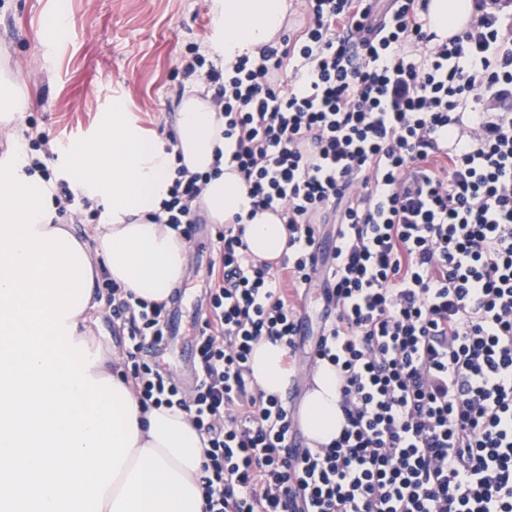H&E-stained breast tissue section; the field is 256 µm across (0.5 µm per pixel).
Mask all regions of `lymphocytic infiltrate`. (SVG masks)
Returning <instances> with one entry per match:
<instances>
[{"label": "lymphocytic infiltrate", "mask_w": 512, "mask_h": 512, "mask_svg": "<svg viewBox=\"0 0 512 512\" xmlns=\"http://www.w3.org/2000/svg\"><path fill=\"white\" fill-rule=\"evenodd\" d=\"M471 5L441 41L424 0H304L300 30L259 57L226 67L195 45L183 61L287 250L259 261L243 227L217 232L188 395L141 357L164 340L166 305L105 271L96 288L130 340L126 383L202 438L205 512H512V0ZM27 147L60 216L90 208L53 182L48 138ZM202 181L178 167L152 223L190 235ZM320 278L336 313L313 359L338 370L345 424L297 456L293 412L255 386L250 359L267 338L295 369L296 299Z\"/></svg>", "instance_id": "1"}]
</instances>
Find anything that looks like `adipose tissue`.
Instances as JSON below:
<instances>
[{"label": "adipose tissue", "mask_w": 512, "mask_h": 512, "mask_svg": "<svg viewBox=\"0 0 512 512\" xmlns=\"http://www.w3.org/2000/svg\"><path fill=\"white\" fill-rule=\"evenodd\" d=\"M288 0H213L215 27L208 55L232 62L256 55L272 42L288 19ZM200 87L187 89L179 106L176 144L147 140L123 114L106 117L97 136L78 147L69 177L101 207L105 222L94 237L99 265L127 291L149 302H170L190 261L187 240L163 224L149 221L167 199L174 172L185 166L207 175L201 206L215 224L242 215L244 239L259 260L279 259L287 233L269 211L253 212L241 176L229 162L231 141ZM284 349L270 340L254 348L253 381L268 395L288 384ZM137 442L121 472L104 492L102 512H204L200 482L203 442L187 414L166 407H137ZM345 419L335 367L318 364L305 396L303 426L312 441L327 444Z\"/></svg>", "instance_id": "1"}]
</instances>
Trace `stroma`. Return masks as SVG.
Segmentation results:
<instances>
[{"instance_id":"stroma-1","label":"stroma","mask_w":512,"mask_h":512,"mask_svg":"<svg viewBox=\"0 0 512 512\" xmlns=\"http://www.w3.org/2000/svg\"><path fill=\"white\" fill-rule=\"evenodd\" d=\"M59 11L69 25L49 32L46 20ZM213 26L212 0H6L0 7V75L22 83L29 108L9 124L13 137L0 138V159L30 127L56 147L86 143L115 98L147 135L172 132L181 60L188 45H206ZM196 219L190 276L182 283L187 324L203 298L210 241L218 231L204 211ZM324 305L321 289L311 290L304 309L307 334L297 353L303 385ZM191 348L185 337L144 358L188 393L193 385L185 357Z\"/></svg>"}]
</instances>
